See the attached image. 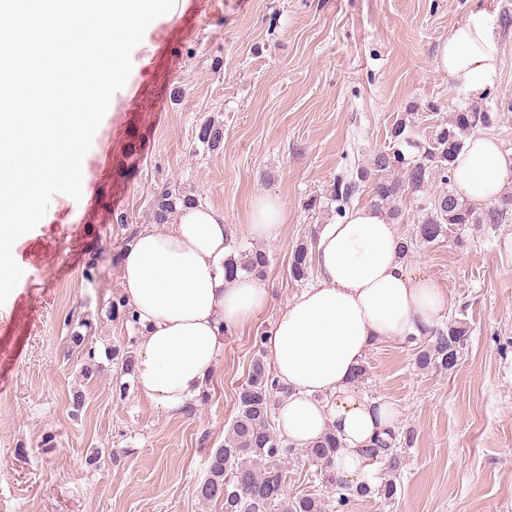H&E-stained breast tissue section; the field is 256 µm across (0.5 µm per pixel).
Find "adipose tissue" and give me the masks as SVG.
I'll use <instances>...</instances> for the list:
<instances>
[{"mask_svg": "<svg viewBox=\"0 0 512 512\" xmlns=\"http://www.w3.org/2000/svg\"><path fill=\"white\" fill-rule=\"evenodd\" d=\"M500 65L493 22L477 12L456 25L437 51L436 66L473 99L491 87ZM459 195L491 206L512 189V152L492 135H470L454 163ZM284 220L279 199L257 196L249 232L274 239ZM397 224L376 207L347 210L322 225L314 250L315 282L287 301L267 340L283 391L277 427L289 444L307 446L327 431L342 445L332 457L337 479L372 485L376 436L396 425L386 402L362 397L356 375L382 339L405 341L432 328L447 307L436 281L412 272L399 253ZM233 253L224 213L180 208L162 225H144L121 253V289L141 328L134 373L141 395L169 417L200 396L224 347V330L249 323L270 301L251 276L226 278Z\"/></svg>", "mask_w": 512, "mask_h": 512, "instance_id": "adipose-tissue-1", "label": "adipose tissue"}]
</instances>
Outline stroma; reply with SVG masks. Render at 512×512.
Returning <instances> with one entry per match:
<instances>
[{
  "mask_svg": "<svg viewBox=\"0 0 512 512\" xmlns=\"http://www.w3.org/2000/svg\"><path fill=\"white\" fill-rule=\"evenodd\" d=\"M475 9L493 20L501 63L473 100L436 53ZM473 105L494 113L488 132L511 152L512 0H176L132 52L83 160L81 200L54 195L13 246L28 279L0 306V512H223L194 489L267 353L260 335L303 288L289 273L293 248L337 218L325 202L334 178L369 167L395 124L428 141ZM210 120L224 128L216 152L197 140ZM166 188L222 210L237 252L265 251L271 293L250 323L225 330L205 399L174 418L124 372L140 329L110 310L123 298L125 239L151 223ZM259 194L286 212L270 241L248 231ZM313 197L320 207L306 209ZM98 248L110 260L90 282ZM407 261L445 291L441 321L464 316L471 333L449 372L419 370L409 343L371 347L358 390L391 404L412 443L396 475L377 473L395 480V499L359 497L347 512H512V221L467 225ZM48 434L54 447L42 445ZM282 469L287 497L326 496L302 449Z\"/></svg>",
  "mask_w": 512,
  "mask_h": 512,
  "instance_id": "obj_1",
  "label": "stroma"
}]
</instances>
